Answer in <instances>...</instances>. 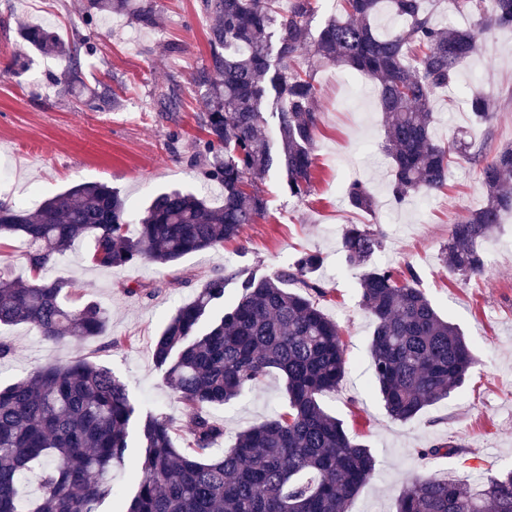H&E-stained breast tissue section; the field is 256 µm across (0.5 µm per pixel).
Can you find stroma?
I'll return each instance as SVG.
<instances>
[{
    "label": "stroma",
    "mask_w": 512,
    "mask_h": 512,
    "mask_svg": "<svg viewBox=\"0 0 512 512\" xmlns=\"http://www.w3.org/2000/svg\"><path fill=\"white\" fill-rule=\"evenodd\" d=\"M81 5L82 0H0V202L32 211L42 199L73 185L105 182L117 187L133 210L169 188L221 205L222 187L205 181L190 163L204 138L202 90L192 80L210 56L212 19L202 0H156L160 25L153 30L115 15L87 18ZM27 23L46 25L66 40L91 36L96 49L82 59L83 82L89 91L111 86L114 106L85 108L60 84L61 63L23 44L19 28ZM16 57L23 65L9 72ZM316 80L323 122L315 138L308 197L289 196L283 177L269 174L261 182L268 200L264 217L245 225L239 238L168 267L98 268L86 260L92 238L81 240L53 273L74 281L69 305L92 299L108 311L107 334L52 343L26 324L0 328L13 346L12 356L0 360V385L24 379L41 366L85 357L111 369L140 411L166 415L177 447H186L191 419L153 356L165 321L212 274L247 269L270 275L287 269L299 253L316 252L323 258L316 274L324 291L318 302L339 325L347 359L346 375L324 406L351 438L369 446L377 461L350 512H393L397 491L417 474L447 472L484 481L512 464V222L484 243L483 276L464 281L450 273L442 248L451 224L483 203L478 170L459 162L450 169L446 188L394 205L392 162L382 148L385 127L374 80L337 66L322 68ZM159 86L174 93L176 108L157 103ZM476 89L499 104L486 128L474 123L468 108ZM433 110L438 141L487 134L493 145L512 143L511 30L483 40L451 87L437 93ZM356 179L375 195L372 212L351 210L345 202L346 188ZM351 223L384 233L376 263L398 272L413 268L417 287L461 328L478 360L461 390L408 423L392 420L370 388L373 324L360 306L362 271L348 266L341 252L342 228ZM287 406L285 379L274 371L241 398L213 407L224 437L212 455L232 447L245 427ZM450 438L461 446V455L433 461L412 454Z\"/></svg>",
    "instance_id": "stroma-1"
}]
</instances>
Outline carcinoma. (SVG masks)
<instances>
[{"instance_id":"cac0c4a2","label":"carcinoma","mask_w":512,"mask_h":512,"mask_svg":"<svg viewBox=\"0 0 512 512\" xmlns=\"http://www.w3.org/2000/svg\"><path fill=\"white\" fill-rule=\"evenodd\" d=\"M339 17L317 35L308 20L312 0H203L215 17L208 65L194 76L206 88L199 119L205 132L204 179L224 188V204L210 205L192 192L171 189L133 214L120 192L101 182L72 186L30 212L0 202V239L24 238L30 278L0 279V326L25 323L46 340L90 339L105 334L109 318L99 303H64L72 282L50 271L78 239L93 237L88 261L119 268L149 261L163 266L238 238L267 211L258 181L271 171L288 192H311L313 143L322 122L315 71L346 67L378 82L385 118L384 151L393 165L392 199L443 188L449 168L464 160L478 168L482 206L453 224L444 245L448 269L464 280L485 271L483 243L512 213V145L489 140L444 145L432 133V101L450 86L463 62L493 30L512 29V0H456L473 19L445 31L425 0H338ZM401 24L379 33L384 9ZM87 17L127 15L154 29L153 0H85ZM19 36L35 51L64 62V84L81 83V56L94 46L61 39L37 24ZM115 102L110 86L84 104ZM472 117L489 124L494 98L478 92ZM276 118L272 140L264 111ZM348 205L370 212L373 195L350 183ZM385 237L368 224H346V262L364 268L360 303L374 324L370 338L374 387L391 419L406 423L461 389L475 364L460 328L442 317L415 287L412 268L398 276L374 264ZM319 255L301 253L286 271L241 280L239 293L219 320L203 317L224 305L226 283L217 274L167 321L154 345L158 366L193 418L187 447H176L168 418L140 416L126 385L84 357L48 365L0 388V512H99L118 494L112 471L127 462L131 422L138 421L143 457L137 489L123 512H349L372 476L370 448L351 439L324 408L345 375L341 329L312 300L322 289L313 278ZM286 380L288 408L242 430L217 457L206 452L224 437L209 409L239 398L270 371ZM460 453L453 441L415 449L423 459ZM42 471L38 495L24 480ZM396 512H512V467L480 486L436 472L414 477L397 495Z\"/></svg>"}]
</instances>
